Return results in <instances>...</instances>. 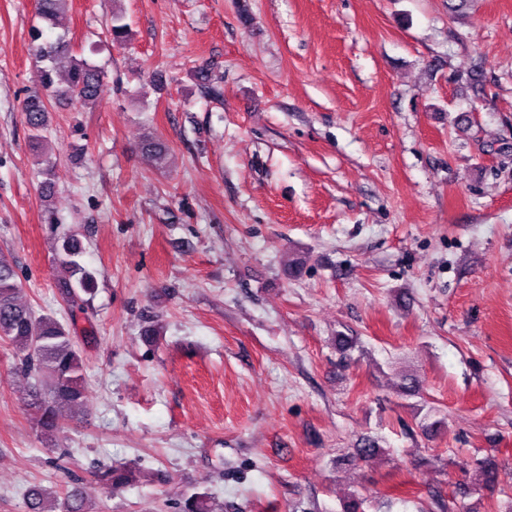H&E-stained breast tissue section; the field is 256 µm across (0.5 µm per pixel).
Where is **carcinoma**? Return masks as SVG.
Returning a JSON list of instances; mask_svg holds the SVG:
<instances>
[{"label": "carcinoma", "mask_w": 512, "mask_h": 512, "mask_svg": "<svg viewBox=\"0 0 512 512\" xmlns=\"http://www.w3.org/2000/svg\"><path fill=\"white\" fill-rule=\"evenodd\" d=\"M68 4L69 0H35V9L40 20L51 30L57 14ZM107 34L111 41L121 44L128 35V25L122 22V17L114 16ZM32 42L38 85L25 98L22 116L38 153L44 176L42 196L47 199L51 197L53 168L52 155L43 151V132L48 120L47 101L64 98L82 106L94 104L105 90V81L103 72L95 65L70 54L65 84L57 83L58 59L70 51L66 34L44 39L41 31L37 30L32 35ZM81 254V244L76 235H65L59 239L57 262L70 274L64 294L73 306L95 290V276L80 263ZM21 291L13 260L0 253V340L20 354L19 369L34 378V384L25 394L24 404L34 413L37 430L46 437H52L64 428L63 409L74 408L84 401V368L71 336V324L63 323L53 315H36L32 308L19 301ZM395 390L405 398L422 396V384L415 374H401ZM416 415L415 428L423 434L438 432L447 424L446 416L433 408L425 412L419 408ZM381 453L378 441L366 438L361 447L354 449L352 458L369 464ZM466 467L473 468L478 474L480 487L487 488L495 482L497 464L494 459L475 458L466 463ZM131 483L132 471L125 465L111 466L98 476L99 487L107 492ZM26 507L27 512H94L91 494L78 482L61 496H49L40 488H32L27 494ZM183 512H213L209 496L194 493L186 497Z\"/></svg>", "instance_id": "cac0c4a2"}]
</instances>
